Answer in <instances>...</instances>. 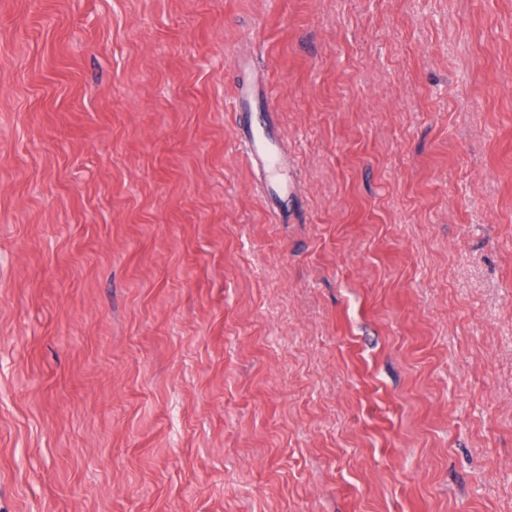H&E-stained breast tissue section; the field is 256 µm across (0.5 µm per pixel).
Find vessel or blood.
<instances>
[{
	"label": "vessel or blood",
	"instance_id": "obj_1",
	"mask_svg": "<svg viewBox=\"0 0 512 512\" xmlns=\"http://www.w3.org/2000/svg\"><path fill=\"white\" fill-rule=\"evenodd\" d=\"M232 67L236 74L231 87L233 136L244 149L262 201L277 223H287L297 193L296 159L283 142L268 77L240 55L234 57Z\"/></svg>",
	"mask_w": 512,
	"mask_h": 512
}]
</instances>
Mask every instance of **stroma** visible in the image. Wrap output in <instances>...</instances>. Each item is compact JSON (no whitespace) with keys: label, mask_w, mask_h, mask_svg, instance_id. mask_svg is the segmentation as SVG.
Listing matches in <instances>:
<instances>
[{"label":"stroma","mask_w":512,"mask_h":512,"mask_svg":"<svg viewBox=\"0 0 512 512\" xmlns=\"http://www.w3.org/2000/svg\"><path fill=\"white\" fill-rule=\"evenodd\" d=\"M0 512H512V0H0ZM232 67L237 74L230 101L234 139L244 149L261 200L277 216L276 224H288L297 193L296 159L283 142L268 77L251 68L241 55L234 56Z\"/></svg>","instance_id":"1"}]
</instances>
